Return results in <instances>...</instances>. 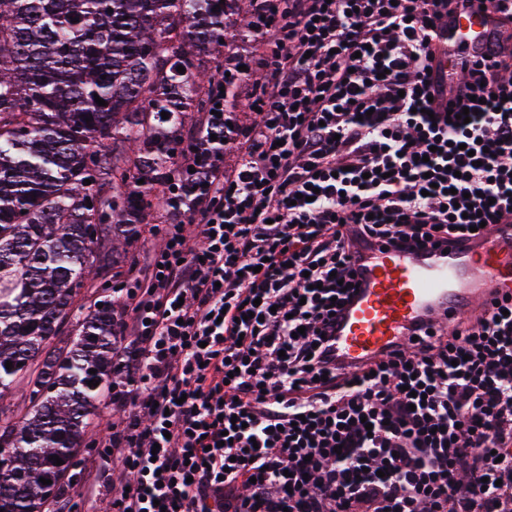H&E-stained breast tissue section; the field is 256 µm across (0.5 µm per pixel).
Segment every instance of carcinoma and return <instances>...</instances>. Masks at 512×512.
<instances>
[{"instance_id":"obj_1","label":"carcinoma","mask_w":512,"mask_h":512,"mask_svg":"<svg viewBox=\"0 0 512 512\" xmlns=\"http://www.w3.org/2000/svg\"><path fill=\"white\" fill-rule=\"evenodd\" d=\"M232 15L246 21L244 0H0V400L25 384L30 401L0 446V512H43L112 390V308L75 321V294L122 262L210 110L224 66L200 55Z\"/></svg>"}]
</instances>
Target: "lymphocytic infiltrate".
Returning a JSON list of instances; mask_svg holds the SVG:
<instances>
[{
  "instance_id": "1",
  "label": "lymphocytic infiltrate",
  "mask_w": 512,
  "mask_h": 512,
  "mask_svg": "<svg viewBox=\"0 0 512 512\" xmlns=\"http://www.w3.org/2000/svg\"><path fill=\"white\" fill-rule=\"evenodd\" d=\"M458 2L254 0L266 57L224 69L267 75L232 128L202 120L162 246L112 291L90 512L107 476L113 512H512V298L374 371L335 346L363 246L512 224V34L447 98L431 32Z\"/></svg>"
}]
</instances>
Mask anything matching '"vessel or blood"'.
Instances as JSON below:
<instances>
[{"label":"vessel or blood","instance_id":"obj_1","mask_svg":"<svg viewBox=\"0 0 512 512\" xmlns=\"http://www.w3.org/2000/svg\"><path fill=\"white\" fill-rule=\"evenodd\" d=\"M500 15L464 4L437 33L446 53L435 77L455 90L460 57L480 59L496 40ZM512 295V225L493 224L477 238L442 250L373 246L364 252L359 291L336 333V352L371 363L428 314L455 323Z\"/></svg>","mask_w":512,"mask_h":512}]
</instances>
